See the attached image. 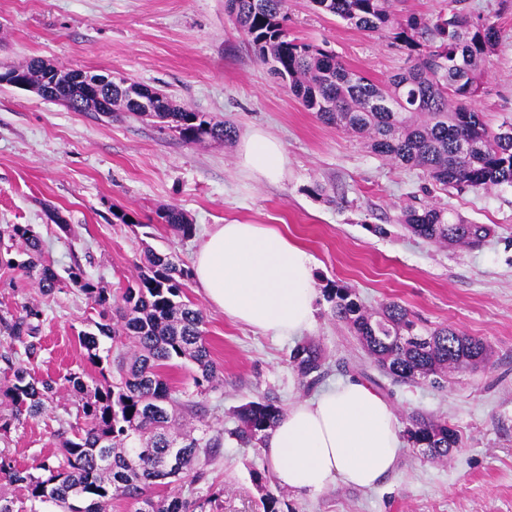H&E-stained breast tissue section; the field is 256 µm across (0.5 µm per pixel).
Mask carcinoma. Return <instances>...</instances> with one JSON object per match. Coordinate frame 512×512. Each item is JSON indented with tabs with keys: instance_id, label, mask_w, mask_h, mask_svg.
I'll list each match as a JSON object with an SVG mask.
<instances>
[{
	"instance_id": "carcinoma-1",
	"label": "carcinoma",
	"mask_w": 512,
	"mask_h": 512,
	"mask_svg": "<svg viewBox=\"0 0 512 512\" xmlns=\"http://www.w3.org/2000/svg\"><path fill=\"white\" fill-rule=\"evenodd\" d=\"M453 0L448 16L434 20L411 17L401 23L391 11V0H313L321 11L364 31L393 30V39L414 54L412 65L378 85L350 69L335 54L297 41L288 35L286 0H225L256 58L288 84L303 107L322 122L371 140L379 156L421 169L426 178L457 190L512 187V122L492 131L484 114L471 106L478 96L484 63L494 50L498 30L488 16L475 15ZM21 72L32 84L55 81L58 94L77 108L83 89L67 77L74 70L44 67L31 59L6 66ZM145 99L148 106L138 103ZM112 112L146 115L179 134L186 143L230 141L234 126L222 119L176 104L168 96L137 82H112ZM162 223L184 238L195 228L176 207L158 213ZM402 223L431 242H455L477 247L493 229L461 217L452 219L436 206L404 211ZM20 242L17 258L8 263L20 268L47 292L71 285L100 308L95 330L79 333L87 360L100 367V378L86 380L73 372L59 381L36 379L22 364L13 368L4 391L11 412L0 414V434L27 418L47 414L60 389L75 397L84 427L62 437V453L45 459L38 473L17 468L0 452V512H112V501L128 500L135 512H219L218 498L196 495L193 485L206 477L213 449L221 446L223 431L203 426L184 433L174 431L177 407L192 409L195 396L212 388L217 367L201 326L200 310L183 301L191 273L170 256L149 249L135 285L126 288L121 303L86 278L79 268L62 279L42 261V244L34 230L23 224L0 227L4 240ZM323 296L339 320L352 328L377 366L395 381L440 385L450 370H463L486 360L487 345L452 327L417 330L409 311L397 302L382 313H366L352 292L328 283ZM43 311L24 306L11 319L0 318V329L30 358L40 349ZM130 342V361L120 358L112 369L101 368L99 337ZM185 360L196 367L194 393L180 403L163 368ZM292 361L300 376L314 384L323 375L324 356L313 343L297 345ZM283 416L274 401L260 397L238 410L233 435L244 445L261 444ZM406 439L413 448H425L433 459L444 461L458 443L456 432L444 421L419 414L407 417ZM192 476L188 494L168 487ZM254 482L262 492L263 512H280L279 498L271 491V477L257 472Z\"/></svg>"
}]
</instances>
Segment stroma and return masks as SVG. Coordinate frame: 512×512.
<instances>
[{
    "label": "stroma",
    "instance_id": "35a3bbf8",
    "mask_svg": "<svg viewBox=\"0 0 512 512\" xmlns=\"http://www.w3.org/2000/svg\"><path fill=\"white\" fill-rule=\"evenodd\" d=\"M467 7L492 16L500 30L474 101L495 130L512 120V0H467ZM286 8L290 36L373 81L410 64L389 33L356 29L312 0H287ZM32 58L160 90L176 104L229 121L238 134L189 144L146 117L74 112L0 85V226L31 225L58 273L80 267L117 302L145 248L187 267L211 225L271 224L311 255L316 288L344 285L373 314L398 302L420 327L449 326L489 348L485 365L452 373L444 386L397 382L325 299H318L309 329L274 337L225 320L187 281L218 369L189 421L225 431L200 492L219 493L223 512H257L261 493L251 473L269 463L262 447L236 439L237 407L269 396L286 409L318 388L356 379L389 401L398 424L411 413L448 422L457 447L445 461L404 447L395 472L371 489L331 484L307 494L275 486L284 512H512V187L443 188L419 169L376 155L365 138L322 123L256 59L225 0H0V63ZM256 128L284 146L278 181H256L238 165V139ZM170 206L187 215L194 236L182 238L161 223L160 210ZM409 206H438L494 233L478 248L431 243L400 224ZM54 211L59 220L51 219ZM28 304L43 311L32 374L97 376L77 340L98 318L92 301L71 287L41 292L0 259V317L19 315ZM309 341L324 354L326 375L316 388L292 363L296 346ZM75 410L61 391L53 413L0 436V451L21 469L54 458L61 450L58 416L83 425Z\"/></svg>",
    "mask_w": 512,
    "mask_h": 512
}]
</instances>
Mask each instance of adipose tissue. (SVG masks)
I'll return each instance as SVG.
<instances>
[{
  "label": "adipose tissue",
  "instance_id": "adipose-tissue-1",
  "mask_svg": "<svg viewBox=\"0 0 512 512\" xmlns=\"http://www.w3.org/2000/svg\"><path fill=\"white\" fill-rule=\"evenodd\" d=\"M240 167L276 181L281 142L256 129L239 146ZM199 288L226 318L275 336L311 326L316 292L310 255L268 224H215L193 256ZM280 485L316 493L332 483L371 488L391 475L402 450L390 403L366 384L347 380L296 402L264 441Z\"/></svg>",
  "mask_w": 512,
  "mask_h": 512
}]
</instances>
